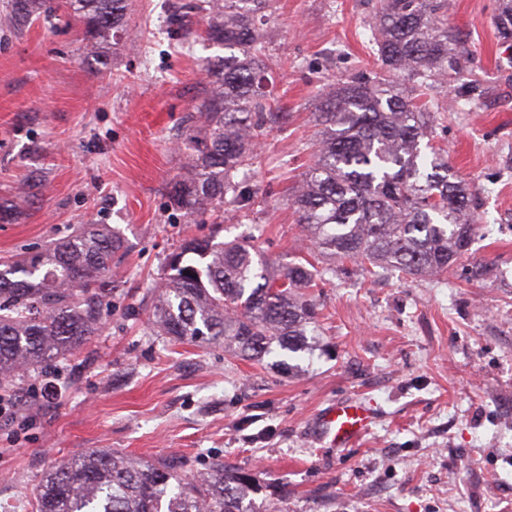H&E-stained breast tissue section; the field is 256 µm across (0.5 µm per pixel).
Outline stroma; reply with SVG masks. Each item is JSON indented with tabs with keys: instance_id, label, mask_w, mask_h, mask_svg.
<instances>
[{
	"instance_id": "obj_1",
	"label": "stroma",
	"mask_w": 512,
	"mask_h": 512,
	"mask_svg": "<svg viewBox=\"0 0 512 512\" xmlns=\"http://www.w3.org/2000/svg\"><path fill=\"white\" fill-rule=\"evenodd\" d=\"M185 2L133 0L96 58L64 17L0 25V261L90 223L126 251L98 332L0 387V512H35L45 471L91 448L183 455L196 471L220 457L286 487L288 512H512V36L499 28L512 0H446L460 66L431 91L432 143L468 188V253L425 279L337 267L311 291L318 346L296 371L171 344L148 320L165 257L212 230L168 200L203 61L219 53L159 33ZM376 3L272 0L267 90L284 118L263 152L278 166L247 182L263 204L225 205L223 239L255 235L283 264L306 254L286 197L327 86L380 68ZM349 399L368 405L369 429L345 448L317 441L318 418Z\"/></svg>"
}]
</instances>
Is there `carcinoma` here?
Wrapping results in <instances>:
<instances>
[{
  "instance_id": "1",
  "label": "carcinoma",
  "mask_w": 512,
  "mask_h": 512,
  "mask_svg": "<svg viewBox=\"0 0 512 512\" xmlns=\"http://www.w3.org/2000/svg\"><path fill=\"white\" fill-rule=\"evenodd\" d=\"M64 10L97 43L122 26L128 0H40ZM270 0H194L176 20L185 40L191 18L199 38L224 55L204 64L203 97L188 121L189 165L173 180L170 205L190 220L209 217L208 238L188 237L166 258L153 305L159 335L290 370L287 360L312 350L321 312L306 291L355 262L366 273L398 278L441 275L468 250L477 225L466 187L455 181L445 151L430 144L439 106L426 98L435 78L459 67L444 15L446 0H378L372 36L382 68L403 76H357L332 85L319 113L324 125L312 162L292 189L307 242L323 259L286 266L264 258L249 237L217 240L224 204L251 202L247 176L265 163L258 152L273 122L266 94L264 29ZM22 20L34 0H10ZM119 232L97 224L0 269V384L24 367L51 362L100 328L108 274L123 257ZM288 491L213 458L203 472L181 457L147 460L98 448L48 470L35 489L36 512H274Z\"/></svg>"
}]
</instances>
